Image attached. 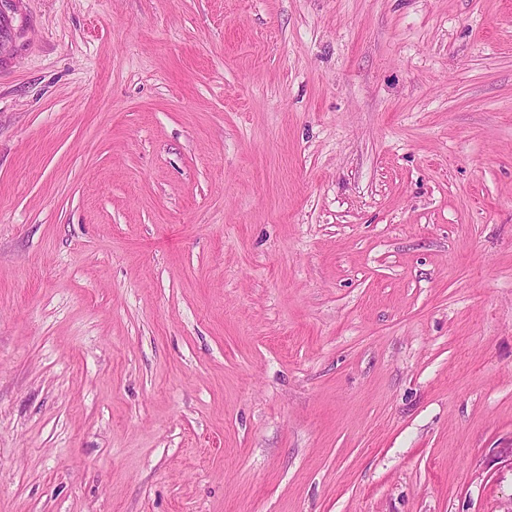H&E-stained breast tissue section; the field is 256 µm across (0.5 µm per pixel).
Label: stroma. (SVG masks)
<instances>
[{
    "label": "stroma",
    "instance_id": "obj_1",
    "mask_svg": "<svg viewBox=\"0 0 512 512\" xmlns=\"http://www.w3.org/2000/svg\"><path fill=\"white\" fill-rule=\"evenodd\" d=\"M0 512L512 507V0H11Z\"/></svg>",
    "mask_w": 512,
    "mask_h": 512
}]
</instances>
